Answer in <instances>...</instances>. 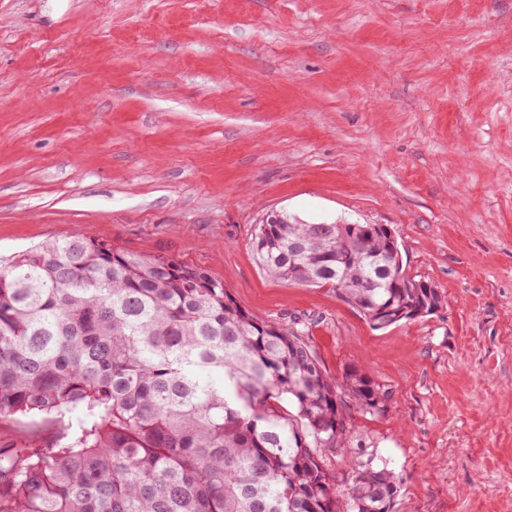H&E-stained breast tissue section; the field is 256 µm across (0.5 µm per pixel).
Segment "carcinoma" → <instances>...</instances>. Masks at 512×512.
I'll use <instances>...</instances> for the list:
<instances>
[{
	"label": "carcinoma",
	"mask_w": 512,
	"mask_h": 512,
	"mask_svg": "<svg viewBox=\"0 0 512 512\" xmlns=\"http://www.w3.org/2000/svg\"><path fill=\"white\" fill-rule=\"evenodd\" d=\"M279 219L252 237L274 278L330 286L376 329L442 304L382 225ZM346 395L386 398L202 268L90 234L0 267V421L63 426L0 448V512H392L394 472L350 462L344 498L321 460L347 451Z\"/></svg>",
	"instance_id": "obj_1"
}]
</instances>
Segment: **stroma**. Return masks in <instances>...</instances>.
I'll return each mask as SVG.
<instances>
[{
  "label": "stroma",
  "instance_id": "stroma-1",
  "mask_svg": "<svg viewBox=\"0 0 512 512\" xmlns=\"http://www.w3.org/2000/svg\"><path fill=\"white\" fill-rule=\"evenodd\" d=\"M272 210L386 225L442 307L376 329L271 278ZM81 233L368 370L347 455L392 512H512V0H0V261Z\"/></svg>",
  "mask_w": 512,
  "mask_h": 512
}]
</instances>
